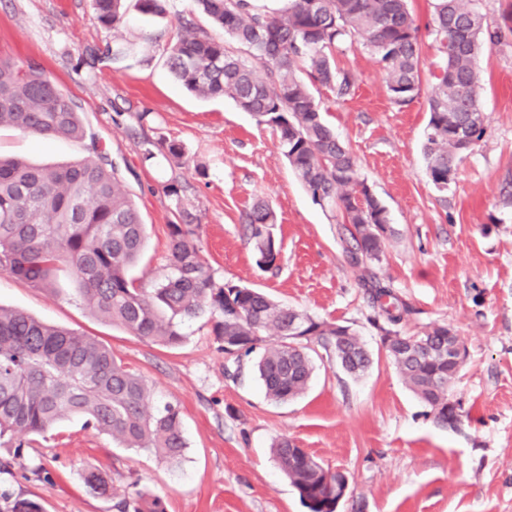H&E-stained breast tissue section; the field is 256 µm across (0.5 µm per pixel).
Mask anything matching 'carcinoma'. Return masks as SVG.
<instances>
[{"mask_svg":"<svg viewBox=\"0 0 512 512\" xmlns=\"http://www.w3.org/2000/svg\"><path fill=\"white\" fill-rule=\"evenodd\" d=\"M125 0H91L98 22L118 32ZM224 32L216 39L189 26L170 46L166 64L173 76L201 97L226 96L258 123L275 132L284 157L312 198L335 208L351 240L350 262L380 260L389 218L378 199L364 190L357 161L324 120L321 101L310 86L349 96L353 74L338 66L337 55L358 43L380 66L392 102L405 106L421 90L420 27L408 0H279L269 8L258 0H193ZM426 29L442 57L428 95L429 120L424 153L427 173L441 192L454 181L457 161L469 152L463 138L478 143L485 131L478 57L482 48L512 34V7L502 23H485L476 0H435ZM246 49L248 63L226 47ZM0 126L20 132L67 137L86 134L74 101L32 62L0 59ZM88 155L65 165L0 159V273L51 290L60 267L70 268L76 293L98 316L132 336L165 346L182 342L180 323L206 310L221 320L213 326L229 363L258 352L255 372L266 396L287 402L307 390L315 365L311 340L331 349L351 376L365 373L372 359L354 333L336 341L340 325L319 321L283 306L261 291L226 282L218 287L201 256L193 215L181 205L182 186L163 192L175 200L169 229L171 274L153 287L138 288L130 276L147 231L140 211L118 176L112 159L96 143ZM182 157L176 144L142 141V155ZM245 223L257 265H274L281 244L272 232L275 215L261 202ZM374 323L382 340L396 336L386 354L404 384L430 409L438 424L448 421V384L456 379L445 349L448 326L437 324L415 347L400 339L397 326L409 314L390 285L365 281ZM305 340L288 343L291 326ZM148 381L91 336L45 324L0 306V439L44 435L72 416L112 437L124 448L153 451L178 462L187 444L179 409L148 404ZM292 442L274 440L271 450L308 512H335L327 473L305 458L289 457ZM85 484L100 495L112 493V477L97 469ZM116 512H166L164 499L133 489L118 499ZM0 512H43L31 499L0 493Z\"/></svg>","mask_w":512,"mask_h":512,"instance_id":"carcinoma-1","label":"carcinoma"}]
</instances>
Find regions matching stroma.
Here are the masks:
<instances>
[{
    "label": "stroma",
    "mask_w": 512,
    "mask_h": 512,
    "mask_svg": "<svg viewBox=\"0 0 512 512\" xmlns=\"http://www.w3.org/2000/svg\"><path fill=\"white\" fill-rule=\"evenodd\" d=\"M220 37L192 0H168L161 17L127 9L119 33L95 19L89 0H0V58L35 62L77 103L87 135L105 149L147 226L131 275L148 288L170 272L168 223L175 180L200 224L202 255L217 284L257 288L315 319L350 326L373 363L352 377L317 348L307 391L270 401L244 360L226 372L214 315L184 321L167 347L132 336L78 298L69 270L51 291L0 274V306L94 337L145 377L154 400L181 412L187 446L172 464L120 447L81 418L59 423L23 447L0 445L11 461L0 493L39 501L44 512H114L112 497L89 491L88 467L108 473L116 492L138 483L167 512H306L270 445L280 435L349 480L338 512H512V34L479 58L485 133L459 165L448 192L432 186L422 145L427 98L440 56L421 34L422 86L408 105L391 103L372 56L353 45L339 62L353 72L350 96L321 87L324 118L358 160V176L386 207L392 230L380 260L347 258V233L289 168L272 130L228 98H202L171 77L166 48L185 23ZM119 63L90 50L113 42ZM175 142L172 163L142 158L143 139ZM86 146L0 128V156L67 163ZM274 209L276 265L258 267L244 217L257 201ZM390 284L411 312L407 335L446 324L467 357L452 390L460 427L435 423L386 356L362 279Z\"/></svg>",
    "instance_id": "stroma-1"
}]
</instances>
